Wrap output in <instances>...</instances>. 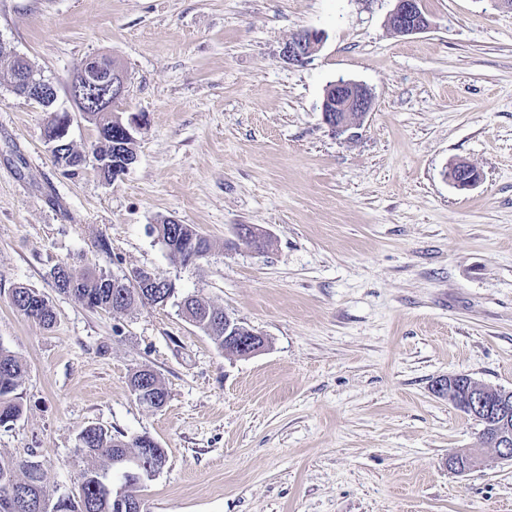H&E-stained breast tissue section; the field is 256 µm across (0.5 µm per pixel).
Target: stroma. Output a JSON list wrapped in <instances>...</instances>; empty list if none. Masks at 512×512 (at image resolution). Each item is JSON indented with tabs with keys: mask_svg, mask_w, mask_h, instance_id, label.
I'll return each mask as SVG.
<instances>
[{
	"mask_svg": "<svg viewBox=\"0 0 512 512\" xmlns=\"http://www.w3.org/2000/svg\"><path fill=\"white\" fill-rule=\"evenodd\" d=\"M394 7L0 0V39L58 88L108 54L145 116L123 177L73 176L43 108L0 77V346L27 369L0 458L39 461L55 498L79 482L78 434L100 426L164 448L143 512H512V461L432 390L451 375L512 389V9L422 0L428 29L400 36ZM307 29L318 51L284 61ZM339 79L374 96L342 135L321 112ZM458 160L481 171L475 187L446 179ZM165 217L195 225L210 254L181 266L149 231ZM61 263L166 275L178 296L95 312L56 289ZM21 284L49 300L51 327L10 306ZM185 295L265 346L220 352L183 316ZM144 367L162 408L129 390ZM476 447L480 464L449 470ZM322 35L316 31L303 30L294 34L282 48L283 59L292 64H304L318 49Z\"/></svg>",
	"mask_w": 512,
	"mask_h": 512,
	"instance_id": "obj_1",
	"label": "stroma"
}]
</instances>
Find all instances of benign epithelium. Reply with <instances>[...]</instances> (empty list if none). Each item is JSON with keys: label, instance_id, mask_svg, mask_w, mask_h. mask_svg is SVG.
Listing matches in <instances>:
<instances>
[{"label": "benign epithelium", "instance_id": "7a95c632", "mask_svg": "<svg viewBox=\"0 0 512 512\" xmlns=\"http://www.w3.org/2000/svg\"><path fill=\"white\" fill-rule=\"evenodd\" d=\"M390 25L400 36L421 32L429 26L422 0H396L391 14ZM322 35L316 31L303 30L294 34L282 48L283 59L292 64L305 63L318 49ZM3 62L13 66L11 88L20 95L53 112L58 99L55 83L42 71L28 64L27 59L17 55L7 43L0 40ZM127 75L116 60L103 55L91 56L83 62L67 88L76 112L86 118L92 113L112 115V133L123 142L135 140L134 133L142 128L143 116L133 114L123 119L116 112V105L125 98ZM373 105L372 93L365 85L344 79L331 83L322 103V117L336 134H343L360 123ZM74 121L71 112L59 129V136L45 138L50 151L54 152L63 144L71 145L69 131ZM445 177L458 189L476 186L482 178L473 165L459 161L452 164ZM224 339L228 351L239 356H250L265 345L263 336L254 330L224 317ZM466 392L464 409L474 420L487 423L494 428L490 437L491 446L498 449L503 457H512V390L479 384L466 375H456L438 381L434 387L437 395L458 405L455 397L458 388Z\"/></svg>", "mask_w": 512, "mask_h": 512}]
</instances>
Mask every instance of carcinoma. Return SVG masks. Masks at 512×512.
<instances>
[{
  "label": "carcinoma",
  "instance_id": "carcinoma-1",
  "mask_svg": "<svg viewBox=\"0 0 512 512\" xmlns=\"http://www.w3.org/2000/svg\"><path fill=\"white\" fill-rule=\"evenodd\" d=\"M97 132V141L92 147L90 162H98L99 175L108 178L110 169L125 158V154H135L134 144L123 146L112 140V120L104 113H95L91 118ZM158 239L169 246L170 254L182 266L190 264L192 242H197L202 252L211 250L210 241L190 224H169L163 219L156 225ZM59 292L71 295L93 311H127L137 304L150 302L161 305V297L168 289L155 292L153 288H143L140 284L127 281V287L114 286L116 276L103 271L77 272L67 264H58L49 272ZM10 304L23 315L45 327L55 322V314L47 299L37 290L19 285L9 295ZM183 307L191 313L207 312L224 315V310L201 302L194 297L184 298ZM26 368L25 364L12 351L0 346V427H8L19 419L22 405L18 390L21 388ZM129 388L140 390L144 396H165L166 388L157 373L151 369L134 374ZM142 438L122 439L100 426H89L78 435L74 455L85 464L81 480L74 492L60 495L55 500V512H116L112 506V496L106 486L112 485L113 475L129 487L133 494L140 486L131 475L121 471L112 472V458L126 451L140 447ZM50 500L43 485L41 464L32 460L14 463L0 459V512H39V500Z\"/></svg>",
  "mask_w": 512,
  "mask_h": 512
}]
</instances>
